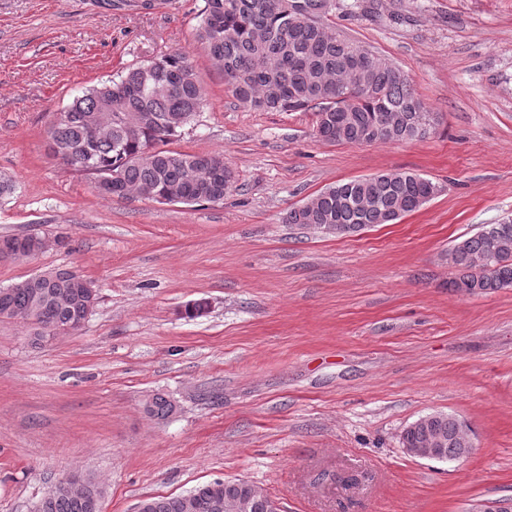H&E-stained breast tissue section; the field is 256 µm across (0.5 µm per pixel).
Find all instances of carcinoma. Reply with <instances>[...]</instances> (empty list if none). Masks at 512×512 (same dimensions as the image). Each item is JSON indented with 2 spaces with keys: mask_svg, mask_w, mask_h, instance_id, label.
<instances>
[{
  "mask_svg": "<svg viewBox=\"0 0 512 512\" xmlns=\"http://www.w3.org/2000/svg\"><path fill=\"white\" fill-rule=\"evenodd\" d=\"M329 0H205L196 42L219 63L233 96L244 106L267 112H314L326 116L319 138L355 145L406 141L426 136L413 117L429 112L409 76L386 59L373 60L343 36L331 35L322 18ZM348 55L364 68L336 80ZM205 91L186 52L175 51L130 66L118 77L87 89L47 130L49 149L65 166L112 179L99 194L140 196L158 203L199 204L224 199V179H235L220 154L172 150L169 142L205 105ZM435 184L409 171L381 172L336 183L288 213V223L309 228L335 224L341 234L391 224L427 203ZM449 282L464 295L512 288V222L486 224L454 244ZM68 269L31 275L0 288V320L28 325L41 343L48 325L64 330L96 306L98 293ZM147 414L164 419L173 404L161 394L146 402ZM462 422L436 412L403 432L405 448L441 441L439 460L462 456ZM77 496L59 484L34 512H100L103 487L83 478ZM245 493L243 484L218 481L189 492L194 512H215L217 497ZM185 495L149 497L151 512H185Z\"/></svg>",
  "mask_w": 512,
  "mask_h": 512,
  "instance_id": "cac0c4a2",
  "label": "carcinoma"
}]
</instances>
